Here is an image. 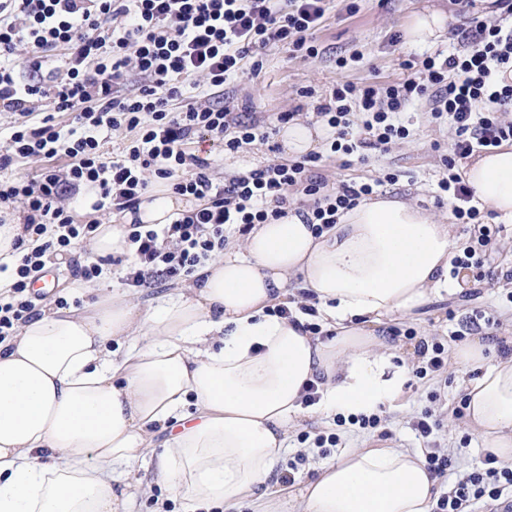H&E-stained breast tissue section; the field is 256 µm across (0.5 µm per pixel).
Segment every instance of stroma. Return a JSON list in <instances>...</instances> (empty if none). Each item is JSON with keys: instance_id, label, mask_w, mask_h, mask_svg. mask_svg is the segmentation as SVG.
Masks as SVG:
<instances>
[{"instance_id": "stroma-1", "label": "stroma", "mask_w": 512, "mask_h": 512, "mask_svg": "<svg viewBox=\"0 0 512 512\" xmlns=\"http://www.w3.org/2000/svg\"><path fill=\"white\" fill-rule=\"evenodd\" d=\"M351 1L357 6L353 13L347 10ZM435 8L442 9L450 18L449 32L436 42L435 47L447 53L453 52L458 46L454 30L466 17V9L460 0H330L326 20L317 33L325 49L322 57L305 59L291 55L284 48L269 49L263 73L259 77H245L230 84L228 91L238 101L248 102L251 111L257 115L273 120L278 113L294 112L300 122L315 124L314 103L301 97V90L312 87L317 94L325 95L341 79L363 82L402 78V62L423 54L424 49L405 39L394 45L389 38L392 33L406 32L414 14ZM354 52L359 53V60L351 63L345 72H338L337 56ZM403 119L413 132L411 139L395 145L387 153L373 155L364 163L357 161L346 167L338 160L329 162L328 172L339 182L394 173L396 181L380 186V193L397 194L438 212H447V205L439 203L436 198V183L441 172L439 150L448 147L450 142L448 129L428 123L417 107L406 112ZM448 285L452 289L448 297L434 300L417 310L411 318L400 321V328L411 327L417 334L427 333L449 341L451 350L455 351L459 344L452 339L454 332L465 330L469 318L482 311L496 320L494 335L504 336V324L512 319V300L507 297L511 289L493 281L482 288L477 300L469 301L461 297L460 292L471 289V282L459 283L452 279ZM432 391L441 395L440 400L434 403L428 400ZM464 394L463 377L452 370L443 378H410L400 409L386 415L390 437L384 441L350 425L336 427L333 416H311L303 421L302 430H338V448L325 452L317 448L307 449L297 438H290L287 449L281 454L278 470L287 472L290 463L294 462L299 473L313 474L316 466L325 459L334 458L341 448L384 446L403 451L420 450L421 444L410 430L409 421L428 406L441 420H448ZM300 454L305 455V462H297L296 457ZM130 478L141 481L146 487L135 502L134 512H158L162 506L167 507L168 512H186L180 502L171 499L162 484L154 482L152 466H136Z\"/></svg>"}]
</instances>
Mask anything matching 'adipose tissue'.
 Instances as JSON below:
<instances>
[{"instance_id": "ef3b65f1", "label": "adipose tissue", "mask_w": 512, "mask_h": 512, "mask_svg": "<svg viewBox=\"0 0 512 512\" xmlns=\"http://www.w3.org/2000/svg\"><path fill=\"white\" fill-rule=\"evenodd\" d=\"M476 199L512 222V145L464 168ZM148 195L122 223L100 225L96 255L129 252L126 226L166 224L190 208ZM458 235L447 215L411 201L361 199L314 236L296 213L229 240L179 292L144 306L95 288L83 312L48 308L0 342V512H132L136 464L185 507L238 512H433L439 480L422 453L348 448L314 476L274 477L317 384L325 413L357 415L400 400L415 348L388 326L448 290ZM316 296L329 339L306 315L271 312L291 285ZM474 336L457 355L469 426L482 453L512 464V353L487 362ZM168 429L155 443L153 428Z\"/></svg>"}]
</instances>
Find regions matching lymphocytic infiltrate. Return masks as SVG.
<instances>
[{"label": "lymphocytic infiltrate", "instance_id": "1", "mask_svg": "<svg viewBox=\"0 0 512 512\" xmlns=\"http://www.w3.org/2000/svg\"><path fill=\"white\" fill-rule=\"evenodd\" d=\"M327 2L0 0V109L15 116L0 149V211H25L24 235L14 241L20 255L12 267L0 265L11 279L0 297V342L32 319L31 288L48 263L93 241L98 220L77 221L71 207L80 193H95V213L137 211L155 183L195 199L171 223L128 225L124 281L137 291L186 278L223 252L225 226L244 233L293 211L318 236L373 193L371 180L330 185L319 153L269 159L218 179L211 152L195 148L206 139L234 154L268 143L265 121L243 120L225 86L259 76L271 47L318 58ZM495 4L502 19L471 16L458 29L457 52L404 62L403 79L337 83L316 106L330 152L346 156L382 153L408 139L401 116L417 101L429 123L449 127L439 197L468 227L450 274L469 272L478 284L495 277L500 228L474 205L459 168L474 152L512 143V82L498 79L512 71V0ZM21 46L29 50L22 65L15 57ZM132 73L138 84H129ZM66 115L71 123H63ZM121 130L126 141L106 150V138ZM29 158L41 168L13 174ZM440 426L429 409L411 422L428 470L442 479L454 459L436 440ZM487 500L512 512V467L490 453L450 483L434 512H474Z\"/></svg>", "mask_w": 512, "mask_h": 512}]
</instances>
